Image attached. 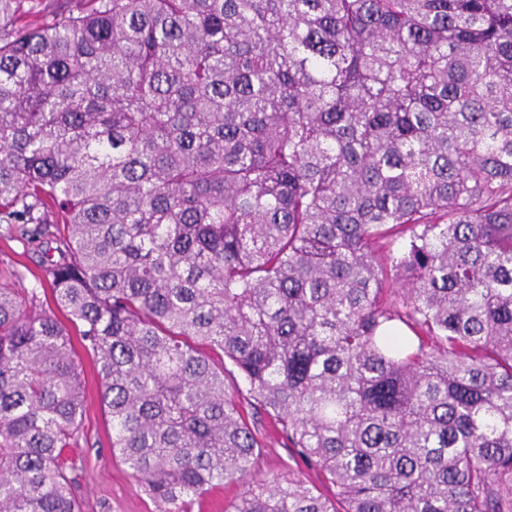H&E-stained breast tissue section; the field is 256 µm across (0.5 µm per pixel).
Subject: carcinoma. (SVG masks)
<instances>
[{
    "label": "carcinoma",
    "mask_w": 512,
    "mask_h": 512,
    "mask_svg": "<svg viewBox=\"0 0 512 512\" xmlns=\"http://www.w3.org/2000/svg\"><path fill=\"white\" fill-rule=\"evenodd\" d=\"M0 0V512H80L84 387L159 512H512V0ZM65 313V325L55 311ZM247 393L229 392L224 366ZM12 271H18L22 274L21 278L11 275ZM37 265L35 259L30 255L23 253L19 242L0 238V283H6L11 288L25 290L26 297L31 298L32 291L37 293V299L34 304L37 307L48 309L54 308L49 291H43L38 280L33 274L37 275ZM256 432L262 446L261 456L247 483H229L216 488L194 503V512H230L231 505L249 486L256 483L272 484L276 479L282 481L288 477L299 478L324 497L334 500L336 489L319 471L307 468L297 459L293 449L285 446L284 439L268 418H262Z\"/></svg>",
    "instance_id": "cac0c4a2"
}]
</instances>
